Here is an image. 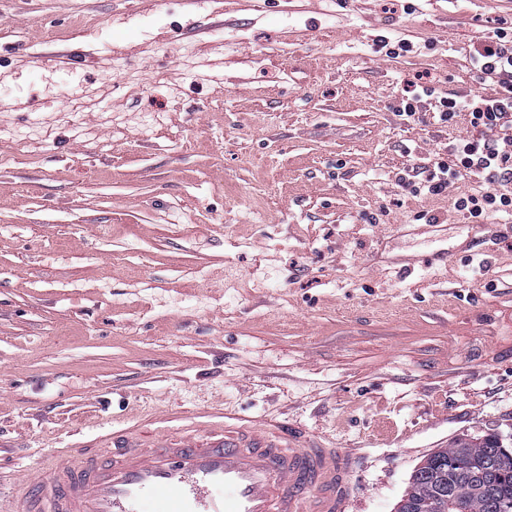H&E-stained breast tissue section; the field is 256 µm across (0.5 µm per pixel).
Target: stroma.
Here are the masks:
<instances>
[{"instance_id": "35a3bbf8", "label": "stroma", "mask_w": 512, "mask_h": 512, "mask_svg": "<svg viewBox=\"0 0 512 512\" xmlns=\"http://www.w3.org/2000/svg\"><path fill=\"white\" fill-rule=\"evenodd\" d=\"M510 27L512 0H0V484L239 416L360 449L354 512H395L424 456L512 435V233L454 208L476 178L400 183L474 136L435 101L492 94L470 56Z\"/></svg>"}]
</instances>
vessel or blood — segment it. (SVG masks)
<instances>
[{"label": "vessel or blood", "mask_w": 512, "mask_h": 512, "mask_svg": "<svg viewBox=\"0 0 512 512\" xmlns=\"http://www.w3.org/2000/svg\"><path fill=\"white\" fill-rule=\"evenodd\" d=\"M359 458L272 421L228 425L213 440L120 434L53 456L7 495L10 512H349Z\"/></svg>", "instance_id": "1"}]
</instances>
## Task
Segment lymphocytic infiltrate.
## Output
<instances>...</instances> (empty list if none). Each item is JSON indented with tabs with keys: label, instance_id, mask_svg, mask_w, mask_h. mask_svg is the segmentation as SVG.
<instances>
[{
	"label": "lymphocytic infiltrate",
	"instance_id": "obj_1",
	"mask_svg": "<svg viewBox=\"0 0 512 512\" xmlns=\"http://www.w3.org/2000/svg\"><path fill=\"white\" fill-rule=\"evenodd\" d=\"M506 37V32H497L470 57L473 69L496 79L494 95L439 101L441 122H451L458 113H467L471 127L480 130V139L459 140L452 147L454 166L437 163L424 184H417L410 176L402 180L411 193L432 195L445 192L453 178L467 175L481 180L484 189L460 193L454 201L456 210L473 218L481 217L489 207L512 218V44Z\"/></svg>",
	"mask_w": 512,
	"mask_h": 512
}]
</instances>
